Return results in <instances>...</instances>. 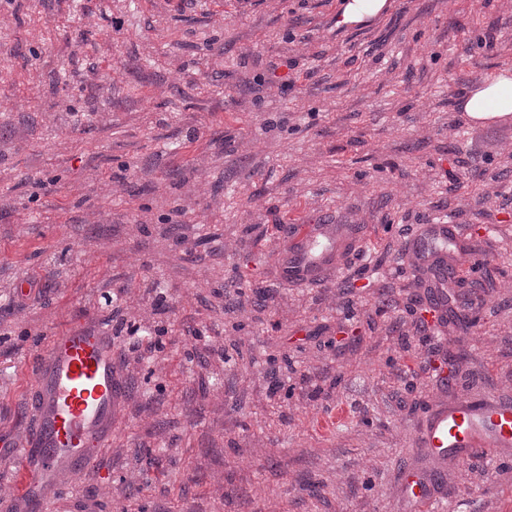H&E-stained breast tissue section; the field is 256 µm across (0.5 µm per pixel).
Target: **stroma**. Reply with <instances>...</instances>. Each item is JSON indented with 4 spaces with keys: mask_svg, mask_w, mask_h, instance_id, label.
<instances>
[{
    "mask_svg": "<svg viewBox=\"0 0 512 512\" xmlns=\"http://www.w3.org/2000/svg\"><path fill=\"white\" fill-rule=\"evenodd\" d=\"M0 0V442L28 369L107 325L123 396L88 473L0 512H410L444 398L512 397V120L462 91L512 69V0ZM462 225L467 330L420 328L406 242ZM352 224L311 284L297 224ZM440 512H512V458L448 467ZM386 0H350L345 6V23L359 22L367 17L377 16L385 7Z\"/></svg>",
    "mask_w": 512,
    "mask_h": 512,
    "instance_id": "stroma-1",
    "label": "stroma"
}]
</instances>
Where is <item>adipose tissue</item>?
Masks as SVG:
<instances>
[{
	"label": "adipose tissue",
	"instance_id": "adipose-tissue-1",
	"mask_svg": "<svg viewBox=\"0 0 512 512\" xmlns=\"http://www.w3.org/2000/svg\"><path fill=\"white\" fill-rule=\"evenodd\" d=\"M473 126L494 124L512 116V71L503 69L483 78L456 100Z\"/></svg>",
	"mask_w": 512,
	"mask_h": 512
}]
</instances>
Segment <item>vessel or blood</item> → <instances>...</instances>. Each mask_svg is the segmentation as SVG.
I'll use <instances>...</instances> for the list:
<instances>
[{"label":"vessel or blood","mask_w":512,"mask_h":512,"mask_svg":"<svg viewBox=\"0 0 512 512\" xmlns=\"http://www.w3.org/2000/svg\"><path fill=\"white\" fill-rule=\"evenodd\" d=\"M350 224L293 226L284 257L288 281L313 283L335 269L351 249ZM427 288L448 285L449 269L476 265L469 239L457 224H428L408 243ZM30 413L33 429L25 449L0 463L23 476L24 494L40 496L64 473L88 471L92 456L112 444V421L122 397L116 351L103 323L80 321L49 337L45 357L32 369ZM437 462L429 477L408 480L417 512H426L442 491L444 465L469 464L476 457L512 454V399L489 395L480 400L436 401L414 437Z\"/></svg>","instance_id":"b4317fda"}]
</instances>
